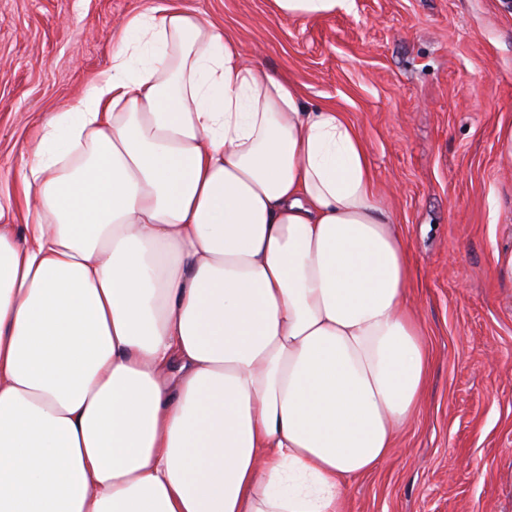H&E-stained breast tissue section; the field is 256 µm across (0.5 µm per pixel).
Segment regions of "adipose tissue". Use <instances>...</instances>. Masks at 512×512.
Returning a JSON list of instances; mask_svg holds the SVG:
<instances>
[{
	"label": "adipose tissue",
	"instance_id": "adipose-tissue-1",
	"mask_svg": "<svg viewBox=\"0 0 512 512\" xmlns=\"http://www.w3.org/2000/svg\"><path fill=\"white\" fill-rule=\"evenodd\" d=\"M351 0H268L317 19ZM0 224V512H347L424 395L411 250L342 113L131 17Z\"/></svg>",
	"mask_w": 512,
	"mask_h": 512
}]
</instances>
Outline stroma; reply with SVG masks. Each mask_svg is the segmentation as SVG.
<instances>
[{
    "instance_id": "35a3bbf8",
    "label": "stroma",
    "mask_w": 512,
    "mask_h": 512,
    "mask_svg": "<svg viewBox=\"0 0 512 512\" xmlns=\"http://www.w3.org/2000/svg\"><path fill=\"white\" fill-rule=\"evenodd\" d=\"M202 11L310 108L362 137L409 242L410 301L431 361L414 419L351 480L349 512H512V0H353L321 19L267 0H0V222L28 224L22 158L43 117L107 69L131 15Z\"/></svg>"
}]
</instances>
